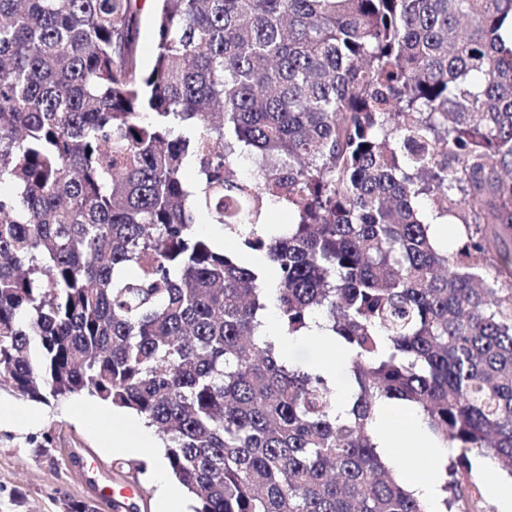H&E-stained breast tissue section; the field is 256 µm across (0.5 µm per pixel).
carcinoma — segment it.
I'll return each mask as SVG.
<instances>
[{
    "label": "carcinoma",
    "instance_id": "carcinoma-1",
    "mask_svg": "<svg viewBox=\"0 0 512 512\" xmlns=\"http://www.w3.org/2000/svg\"><path fill=\"white\" fill-rule=\"evenodd\" d=\"M138 2L0 0V386L135 411L195 512H426L375 442L400 401L458 449L437 512H493L471 456L512 477V0H147V72ZM425 200L461 226L444 249ZM271 313L334 337L344 414ZM155 32L148 2L139 15L137 30V63L141 71H148L153 65Z\"/></svg>",
    "mask_w": 512,
    "mask_h": 512
}]
</instances>
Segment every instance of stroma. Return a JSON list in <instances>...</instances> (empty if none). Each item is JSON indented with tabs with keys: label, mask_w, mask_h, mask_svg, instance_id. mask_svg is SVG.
<instances>
[{
	"label": "stroma",
	"mask_w": 512,
	"mask_h": 512,
	"mask_svg": "<svg viewBox=\"0 0 512 512\" xmlns=\"http://www.w3.org/2000/svg\"><path fill=\"white\" fill-rule=\"evenodd\" d=\"M290 365L315 370L325 361L334 365L337 386L351 388L344 357L328 358L324 345L304 340L282 347ZM0 401L13 404L21 418L40 417L39 425L0 429V512H65L67 504L84 502L97 512H112L102 498L104 487L131 489L139 512H154L155 485L149 472L138 471V459L114 470L113 451L71 414L72 406L92 413L95 402L71 395L35 402L0 389Z\"/></svg>",
	"instance_id": "stroma-1"
}]
</instances>
